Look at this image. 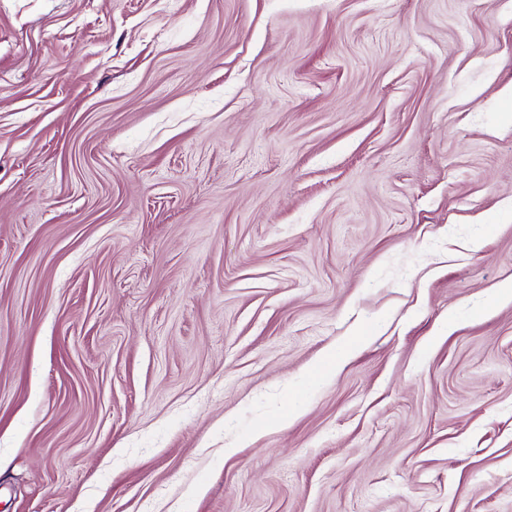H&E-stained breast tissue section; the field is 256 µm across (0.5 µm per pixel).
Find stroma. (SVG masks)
I'll list each match as a JSON object with an SVG mask.
<instances>
[{"label":"stroma","mask_w":512,"mask_h":512,"mask_svg":"<svg viewBox=\"0 0 512 512\" xmlns=\"http://www.w3.org/2000/svg\"><path fill=\"white\" fill-rule=\"evenodd\" d=\"M511 280L512 0H0V512H512Z\"/></svg>","instance_id":"obj_1"}]
</instances>
